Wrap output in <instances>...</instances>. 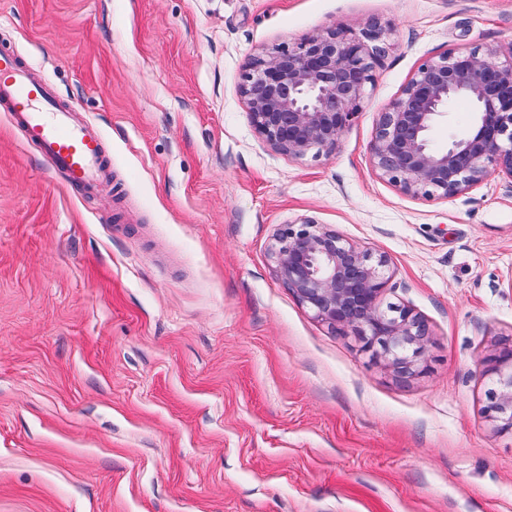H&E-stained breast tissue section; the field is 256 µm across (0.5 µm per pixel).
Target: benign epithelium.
Segmentation results:
<instances>
[{"label": "benign epithelium", "mask_w": 512, "mask_h": 512, "mask_svg": "<svg viewBox=\"0 0 512 512\" xmlns=\"http://www.w3.org/2000/svg\"><path fill=\"white\" fill-rule=\"evenodd\" d=\"M383 35L376 22L358 32L332 26L253 58L240 89L260 139L295 159L336 149L374 85ZM454 98L473 106L474 127L436 148L431 131ZM371 162L401 193L426 200L463 194L492 171L512 179V46L423 60L380 113ZM272 255L279 279L316 319L352 332L362 352L400 377L424 371L426 324L408 307L383 306L391 282L385 256L310 217L281 225ZM482 366L495 385L486 414L498 433L512 434V346Z\"/></svg>", "instance_id": "7a95c632"}]
</instances>
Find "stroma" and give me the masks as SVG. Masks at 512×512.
Segmentation results:
<instances>
[{
	"label": "stroma",
	"mask_w": 512,
	"mask_h": 512,
	"mask_svg": "<svg viewBox=\"0 0 512 512\" xmlns=\"http://www.w3.org/2000/svg\"><path fill=\"white\" fill-rule=\"evenodd\" d=\"M375 20L386 51L336 151L257 136L251 59ZM512 45V0H0V52L97 126L68 189L0 111V512H512L481 360L512 342V179L426 201L371 162L426 58ZM315 219L386 256L429 328L396 377L275 272Z\"/></svg>",
	"instance_id": "1"
}]
</instances>
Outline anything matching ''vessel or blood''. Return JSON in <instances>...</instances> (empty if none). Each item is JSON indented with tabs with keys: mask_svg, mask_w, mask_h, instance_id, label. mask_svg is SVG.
Wrapping results in <instances>:
<instances>
[{
	"mask_svg": "<svg viewBox=\"0 0 512 512\" xmlns=\"http://www.w3.org/2000/svg\"><path fill=\"white\" fill-rule=\"evenodd\" d=\"M0 102L25 138L40 146L69 185L88 188L106 174L97 127L73 123L45 83L32 79L14 58L1 54Z\"/></svg>",
	"mask_w": 512,
	"mask_h": 512,
	"instance_id": "vessel-or-blood-1",
	"label": "vessel or blood"
}]
</instances>
